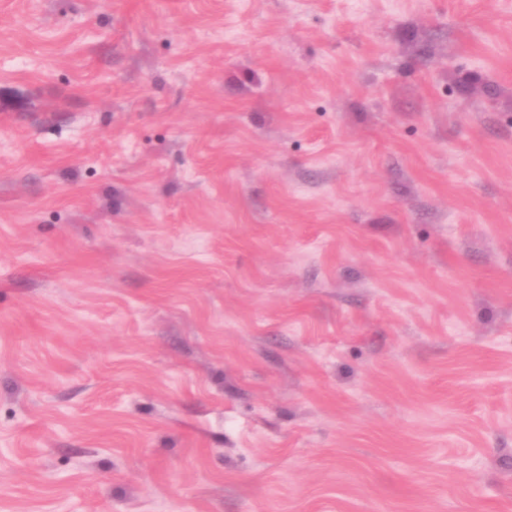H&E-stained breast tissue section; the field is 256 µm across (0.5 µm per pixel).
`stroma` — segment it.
<instances>
[{
  "instance_id": "35a3bbf8",
  "label": "stroma",
  "mask_w": 512,
  "mask_h": 512,
  "mask_svg": "<svg viewBox=\"0 0 512 512\" xmlns=\"http://www.w3.org/2000/svg\"><path fill=\"white\" fill-rule=\"evenodd\" d=\"M0 512H512V0H0Z\"/></svg>"
}]
</instances>
